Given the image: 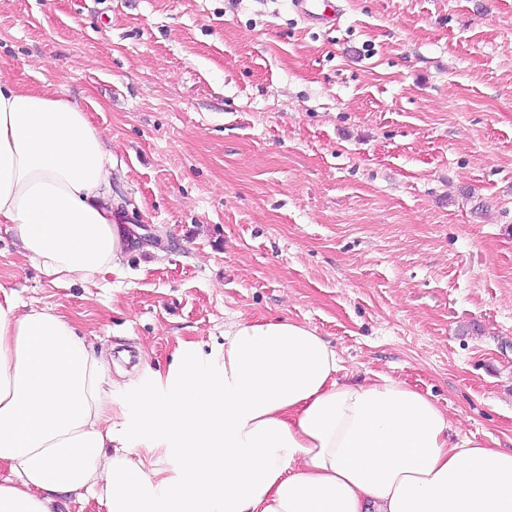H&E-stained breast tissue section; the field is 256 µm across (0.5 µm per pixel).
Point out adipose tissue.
Segmentation results:
<instances>
[{"label":"adipose tissue","instance_id":"obj_1","mask_svg":"<svg viewBox=\"0 0 512 512\" xmlns=\"http://www.w3.org/2000/svg\"><path fill=\"white\" fill-rule=\"evenodd\" d=\"M112 153L87 112L0 81V224L53 280L118 268L133 236ZM315 329L238 322L212 364L186 342L124 405L73 321L0 303V512H512V450L463 438L390 377L338 380ZM157 453L147 460L141 448Z\"/></svg>","mask_w":512,"mask_h":512}]
</instances>
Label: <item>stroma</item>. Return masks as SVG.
I'll return each mask as SVG.
<instances>
[{
  "instance_id": "obj_1",
  "label": "stroma",
  "mask_w": 512,
  "mask_h": 512,
  "mask_svg": "<svg viewBox=\"0 0 512 512\" xmlns=\"http://www.w3.org/2000/svg\"><path fill=\"white\" fill-rule=\"evenodd\" d=\"M0 0V79L89 113L123 266L50 282L0 224V302L112 349L115 397L227 325L314 328L458 436L512 449V0ZM300 16L314 25H323L338 20L340 7L333 0H295Z\"/></svg>"
}]
</instances>
